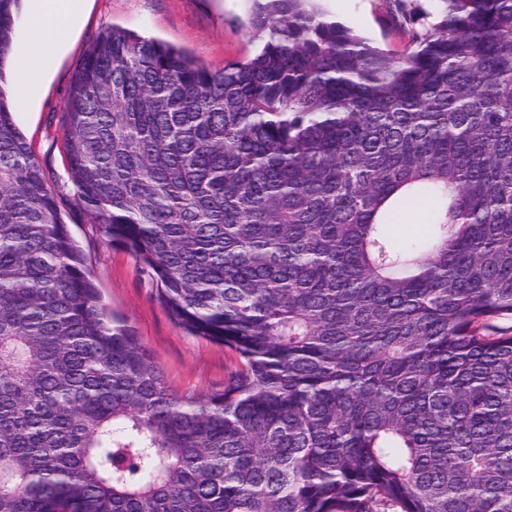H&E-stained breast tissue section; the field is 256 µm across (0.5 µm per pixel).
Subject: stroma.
Returning a JSON list of instances; mask_svg holds the SVG:
<instances>
[{"label": "stroma", "instance_id": "obj_1", "mask_svg": "<svg viewBox=\"0 0 512 512\" xmlns=\"http://www.w3.org/2000/svg\"><path fill=\"white\" fill-rule=\"evenodd\" d=\"M250 5V0H92L41 99L14 110L15 124L43 167L94 284L113 314L133 329L173 391L183 396L223 388L237 358L224 345L179 326L149 273L127 250L107 242L99 226L78 207L73 186H57L66 164L61 108L75 72L101 31L125 28L183 49L219 70L257 49L248 35ZM316 6L328 19L354 27L382 49L400 54L408 46L406 35L392 20L391 0H317Z\"/></svg>", "mask_w": 512, "mask_h": 512}]
</instances>
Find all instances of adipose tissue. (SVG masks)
I'll list each match as a JSON object with an SVG mask.
<instances>
[{
  "label": "adipose tissue",
  "instance_id": "ef3b65f1",
  "mask_svg": "<svg viewBox=\"0 0 512 512\" xmlns=\"http://www.w3.org/2000/svg\"><path fill=\"white\" fill-rule=\"evenodd\" d=\"M87 0H24L33 21L25 44L18 48L14 91L18 104L33 101L53 69L60 50L80 25Z\"/></svg>",
  "mask_w": 512,
  "mask_h": 512
}]
</instances>
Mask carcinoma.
Wrapping results in <instances>:
<instances>
[{
    "label": "carcinoma",
    "instance_id": "obj_1",
    "mask_svg": "<svg viewBox=\"0 0 512 512\" xmlns=\"http://www.w3.org/2000/svg\"><path fill=\"white\" fill-rule=\"evenodd\" d=\"M393 2L403 56L254 0L220 71L113 28L74 75L78 205L241 360L196 397L102 303L0 84V512H512V0ZM429 209L430 206L426 205L404 212L400 224H397L393 229L394 238L400 243L422 238L427 230V226L423 223L426 222Z\"/></svg>",
    "mask_w": 512,
    "mask_h": 512
}]
</instances>
